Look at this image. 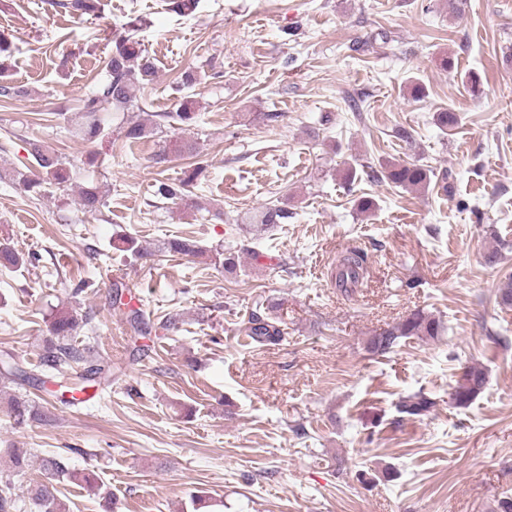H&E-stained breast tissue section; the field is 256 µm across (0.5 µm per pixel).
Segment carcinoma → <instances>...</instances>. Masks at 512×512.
<instances>
[{"mask_svg":"<svg viewBox=\"0 0 512 512\" xmlns=\"http://www.w3.org/2000/svg\"><path fill=\"white\" fill-rule=\"evenodd\" d=\"M51 6L61 8L81 16H95L98 13V0H53ZM106 78L97 83L95 88L80 99L75 118L71 120L74 132L84 142L94 143L112 137V123L118 113L134 109L145 112L138 93L145 85L154 80L157 69L155 63L142 48L140 40L131 29L114 40L112 54L105 65ZM195 100L190 95H183L173 112L150 113L147 119H127L119 124L118 137L129 144L139 143L153 137L162 124L171 123L189 127L195 120ZM27 156L19 164L10 169H1L0 178L9 180L12 184L28 191L39 193L45 186L65 188L73 179L77 165L66 162L57 151L40 140L26 141ZM201 169L195 167L183 171V177L174 180H159L156 184L155 196L159 200H182L191 193ZM373 178L384 177L391 183L406 189H425L430 186L435 177L433 170L418 164L393 163L385 166L380 173L368 172ZM78 210L86 214H95L104 207V201L99 186L93 180H87L80 187L77 199ZM288 211L279 207H266L252 217L255 224H281L288 219ZM113 247L122 252H128L137 258L148 257V252L139 246L137 241L120 235L113 240ZM167 249L175 255L202 257L206 251L199 247L189 237L175 238L167 242ZM13 268L25 264L24 257L4 243L0 244V264ZM366 256L360 251H350L340 263L338 282L346 285L357 284L363 274ZM113 305L126 306L127 317L133 332L143 334V319L140 310L122 302V295L117 293ZM91 318L78 313L72 308H61L51 318L49 333L51 338L45 341L42 361L43 364L55 371V375L69 380L73 388L82 391L95 382L92 376L79 380L68 378L66 367L81 359V352L76 345V336L87 325ZM246 336L257 343L272 342L282 336V329L273 321L261 315L252 314L245 323ZM442 323L430 313L417 310L399 324L383 330L369 342L373 353H386L399 344L401 339L410 336L434 339L441 335ZM487 374L483 367L470 365L464 368L460 379L452 393V403L461 408L468 406L483 390ZM435 402L422 391L403 397L397 404V412L408 418H423L428 416ZM5 415L16 424H22L31 418L41 421L49 418L46 413H39L28 400L14 397L8 403ZM46 481L36 482L28 486L29 498L44 508V512H66L63 503L56 495L52 481L68 477L83 481L87 485L97 482V476L90 472L83 474L69 470L63 459L52 456L43 464Z\"/></svg>","mask_w":512,"mask_h":512,"instance_id":"cac0c4a2","label":"carcinoma"}]
</instances>
